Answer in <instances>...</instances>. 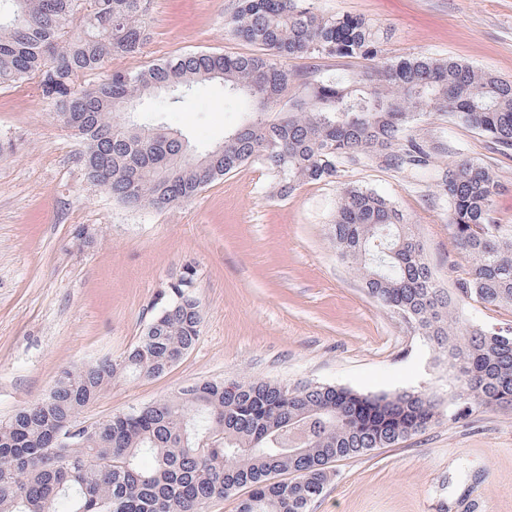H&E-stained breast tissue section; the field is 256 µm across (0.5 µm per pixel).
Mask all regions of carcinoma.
I'll list each match as a JSON object with an SVG mask.
<instances>
[{"label":"carcinoma","mask_w":512,"mask_h":512,"mask_svg":"<svg viewBox=\"0 0 512 512\" xmlns=\"http://www.w3.org/2000/svg\"><path fill=\"white\" fill-rule=\"evenodd\" d=\"M149 0H0V87L36 81L79 129L88 177L130 208L164 209L196 196L246 162L273 191L332 179L366 157L436 179L448 224L467 257L458 297L438 288L404 214L385 196L347 186L330 233L338 257L368 293L445 352L456 412L512 403V332L484 330L459 313L466 300L512 307V225L494 217L499 184L465 159L446 167L408 137L419 116L470 126L512 151V80L453 58L381 60L361 15L326 16L310 0H237L228 19L249 54L187 53L138 71L85 77L132 56L146 37ZM300 56L362 59L356 76L316 80L288 68ZM201 81L224 86L242 122L195 154L162 124L135 123L137 102L158 92L182 101ZM283 105L281 118L270 112ZM190 265L162 293L144 334L118 358L62 370L39 401L0 422V512H204L245 488L237 512H310L330 463L395 446L438 423L423 391L360 394L319 382L206 380L87 423L81 415L112 383L160 376L198 341L201 305Z\"/></svg>","instance_id":"cac0c4a2"}]
</instances>
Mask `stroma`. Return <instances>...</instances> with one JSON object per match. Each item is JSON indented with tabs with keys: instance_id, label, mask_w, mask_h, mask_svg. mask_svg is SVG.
<instances>
[{
	"instance_id": "stroma-1",
	"label": "stroma",
	"mask_w": 512,
	"mask_h": 512,
	"mask_svg": "<svg viewBox=\"0 0 512 512\" xmlns=\"http://www.w3.org/2000/svg\"><path fill=\"white\" fill-rule=\"evenodd\" d=\"M316 12L359 14L378 30L383 58H455L512 79V0H312ZM236 0H150L138 54L104 73L136 71L185 53L247 54L224 26ZM216 82L186 102L143 100L134 119L162 123L202 152L239 122ZM412 135L433 162L480 163L498 181V223L512 224V153L477 130L425 115ZM82 139L35 84L0 88V420L44 397L60 371L123 354L142 335L169 282L192 265L202 320L195 347L165 374L120 381L87 422L161 400L205 379L314 381L379 395L423 390L438 424L391 448L333 462L311 512H512V405L449 419L448 363L400 316L382 308L342 262L330 235L347 185L391 199L412 224L439 287L455 293L467 265L453 244L448 203L433 182L369 159L336 178L272 195L256 163L163 210L132 211L92 182ZM94 235L79 248L76 226Z\"/></svg>"
}]
</instances>
